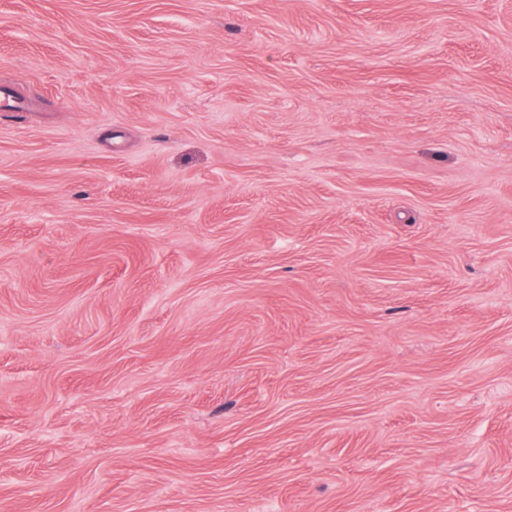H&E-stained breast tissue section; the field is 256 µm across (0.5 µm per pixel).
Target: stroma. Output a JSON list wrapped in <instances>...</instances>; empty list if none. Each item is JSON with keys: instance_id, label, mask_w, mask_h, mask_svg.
I'll return each mask as SVG.
<instances>
[{"instance_id": "1", "label": "stroma", "mask_w": 512, "mask_h": 512, "mask_svg": "<svg viewBox=\"0 0 512 512\" xmlns=\"http://www.w3.org/2000/svg\"><path fill=\"white\" fill-rule=\"evenodd\" d=\"M0 512H512V0H0Z\"/></svg>"}]
</instances>
